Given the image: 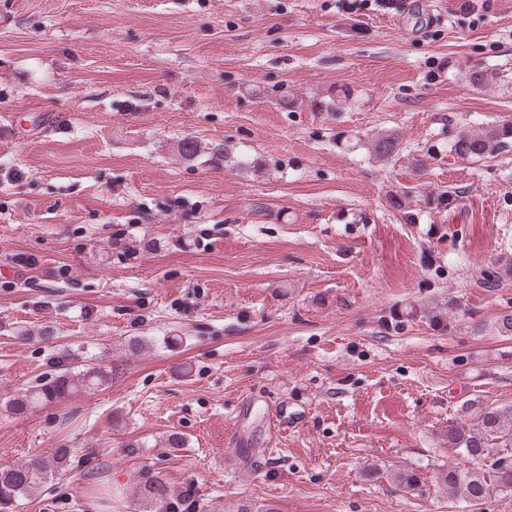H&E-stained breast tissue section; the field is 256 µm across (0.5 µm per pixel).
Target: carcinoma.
Listing matches in <instances>:
<instances>
[{"instance_id":"cac0c4a2","label":"carcinoma","mask_w":512,"mask_h":512,"mask_svg":"<svg viewBox=\"0 0 512 512\" xmlns=\"http://www.w3.org/2000/svg\"><path fill=\"white\" fill-rule=\"evenodd\" d=\"M369 152L387 162L399 155L397 132L378 134L368 141ZM512 150V122L495 123L479 128L461 129L453 139L449 152L469 161H480L494 154ZM455 201V192L441 190L426 199L427 208L442 213ZM449 312L431 309L424 314L429 325L444 330L451 325ZM474 330L480 334L512 336V311H503ZM56 370L50 378L18 392L8 405L15 415H25L38 408L60 404L81 391L93 390L112 379V372L68 353L55 357ZM448 445L458 453V462L440 470L436 486L448 502L463 501L474 509L481 508L495 491L512 493V405H488L479 410L472 422H452L445 432ZM72 449L61 446L52 453L36 457L20 466L0 468V512H13L18 502L34 493L48 475L65 471ZM400 487L421 493L426 486L420 474L403 470L396 474ZM140 512H199L200 498L193 488L176 494L156 472L141 475Z\"/></svg>"}]
</instances>
